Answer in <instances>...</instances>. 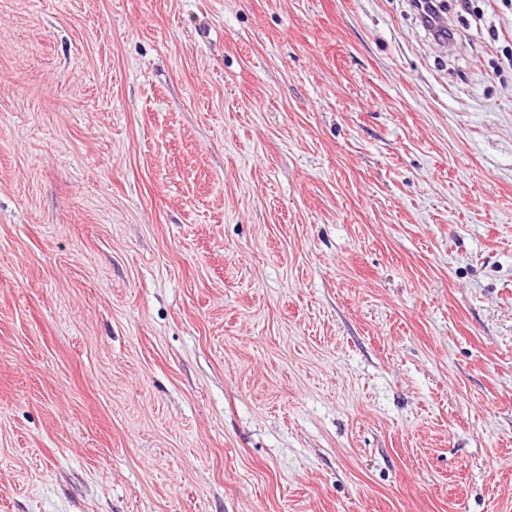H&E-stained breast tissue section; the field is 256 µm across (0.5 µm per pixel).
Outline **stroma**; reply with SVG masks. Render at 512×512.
<instances>
[{
	"label": "stroma",
	"mask_w": 512,
	"mask_h": 512,
	"mask_svg": "<svg viewBox=\"0 0 512 512\" xmlns=\"http://www.w3.org/2000/svg\"><path fill=\"white\" fill-rule=\"evenodd\" d=\"M0 0V512H512V0Z\"/></svg>",
	"instance_id": "obj_1"
}]
</instances>
